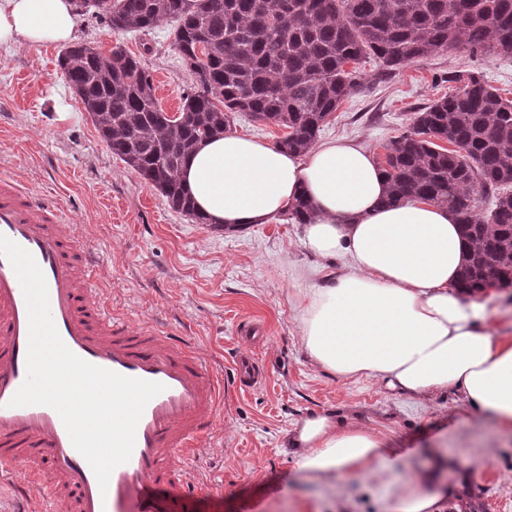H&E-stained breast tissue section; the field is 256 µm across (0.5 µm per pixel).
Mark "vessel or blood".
I'll return each instance as SVG.
<instances>
[{
  "instance_id": "b4317fda",
  "label": "vessel or blood",
  "mask_w": 512,
  "mask_h": 512,
  "mask_svg": "<svg viewBox=\"0 0 512 512\" xmlns=\"http://www.w3.org/2000/svg\"><path fill=\"white\" fill-rule=\"evenodd\" d=\"M72 216L11 176L0 174V235L29 251L43 272L64 344L84 361L122 376L163 384L146 405L130 459L100 488L59 414L46 405L11 406L27 376L28 310L9 260L0 254V483L24 472L17 492L42 486L31 512H193L198 489L184 481L179 456L212 426L224 380L185 336L135 327L94 300L86 255L74 250ZM253 357L238 358L233 383H259Z\"/></svg>"
}]
</instances>
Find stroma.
<instances>
[{
    "instance_id": "1",
    "label": "stroma",
    "mask_w": 512,
    "mask_h": 512,
    "mask_svg": "<svg viewBox=\"0 0 512 512\" xmlns=\"http://www.w3.org/2000/svg\"><path fill=\"white\" fill-rule=\"evenodd\" d=\"M171 22L148 32L115 33L81 16L77 40L109 52L121 46L149 72L159 105L179 111L195 86L171 36ZM61 46L0 47V172L71 211L78 247L96 261V286L134 324L155 322L192 337L231 378L246 350L240 323L258 324L250 350L267 368L265 384L226 386L224 406L200 446L177 464L205 495L199 512H395L397 483L410 470L452 481L441 512H512V431L471 410L460 394L431 399L390 395L375 380L342 381L315 367L300 336L295 295L320 282L318 260L298 224L277 217L229 230L196 224L112 155L58 65ZM452 71L481 73L512 98V53L457 49L384 73L360 67V86L318 140L344 139L383 158L413 112L448 95ZM388 433L408 462L390 480L346 476L339 489L304 480L287 440L310 414Z\"/></svg>"
}]
</instances>
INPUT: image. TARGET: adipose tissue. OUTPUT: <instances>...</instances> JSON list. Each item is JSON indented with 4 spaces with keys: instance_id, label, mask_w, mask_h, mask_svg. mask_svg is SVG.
<instances>
[{
    "instance_id": "1",
    "label": "adipose tissue",
    "mask_w": 512,
    "mask_h": 512,
    "mask_svg": "<svg viewBox=\"0 0 512 512\" xmlns=\"http://www.w3.org/2000/svg\"><path fill=\"white\" fill-rule=\"evenodd\" d=\"M73 0H0V46L69 43ZM180 180L207 223L266 224L305 197L312 212L303 246L352 271L298 291L302 341L311 362L343 380L372 378L396 397L456 392L474 410L512 428V338L490 323L485 299L464 292L458 274L469 247L455 216L427 201L383 205L387 186L367 148L343 141L300 156L224 133L185 159ZM309 481L372 477L388 466L383 432L335 414L304 418L288 439ZM447 485L411 473L395 512H438Z\"/></svg>"
}]
</instances>
